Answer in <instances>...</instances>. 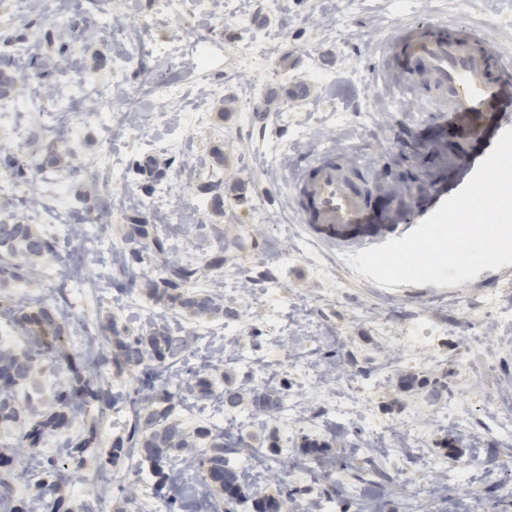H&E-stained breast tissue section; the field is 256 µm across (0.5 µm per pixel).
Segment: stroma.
<instances>
[{
    "label": "stroma",
    "instance_id": "35a3bbf8",
    "mask_svg": "<svg viewBox=\"0 0 512 512\" xmlns=\"http://www.w3.org/2000/svg\"><path fill=\"white\" fill-rule=\"evenodd\" d=\"M57 8L49 0L43 10L18 18L16 27L27 40L22 58L60 55L65 64L42 80L22 78L0 100L27 114L22 131L0 126V140L20 154L38 155L53 134L28 109L33 92L65 90L73 75L82 74L91 94L108 101L107 120L80 123L79 137L68 147V167L44 169L38 180L60 185L75 208L85 193L104 199L99 221L113 246L127 225L160 224L168 211L182 212V223L171 228L167 258H222V266L201 272L210 292L224 300V315L208 324L235 330L238 340L218 359L195 340L171 375L207 372L217 387L248 390L253 382L245 361L257 360L272 388L297 400L307 425L288 428L279 414H255L246 402L217 421L204 415L190 420L188 405L205 402L185 393L173 401V419L189 432L217 428L230 446L243 443L281 459L275 474L248 480L246 489H300L291 501L296 512H322L329 500L338 512H469L479 504L488 512H512V468L490 467L503 442L488 427L490 413L512 416V269H485L455 286L383 287L349 264L357 247L310 233L293 189L307 164L329 156L367 173L378 190L377 205L407 214L421 208L452 178V162L470 144L462 127L444 129L428 109L427 78L408 84L389 71L391 43L404 22L444 18L485 27L497 45L512 50V0H471L467 8L459 0H281L275 12L263 0L232 6L199 0L194 13L182 18L168 14L162 0H112L111 10L88 13V37L63 55L49 36ZM187 38L199 43L211 67L171 68L154 51L158 43ZM248 51L259 53L258 70L266 76L253 98L247 94L253 72L239 66ZM119 53L128 57V81L125 90L114 91L106 84L108 61ZM160 80L185 85L187 95L164 102L152 92ZM212 83L222 91L209 98L204 91ZM296 84L310 85L311 96L288 97ZM256 104L266 111L261 125L253 119ZM158 112L167 113L165 123L154 122ZM190 112L205 113V128L186 124ZM132 123L137 134L126 133L114 144L123 178L108 183L99 167L106 129ZM217 151L223 164L215 162ZM147 157L157 161V175L137 171ZM217 181L224 186L220 213L211 207L210 185ZM51 265L79 269L93 302L67 308V336L57 354L40 360L36 380L44 397H51L62 376L60 356L83 359L99 350V324L106 319L131 331L156 323L178 332L194 323L145 293L126 296L110 288L113 259L83 241L61 242ZM488 303L498 322L483 321ZM276 311L287 313L292 335L282 346L271 342ZM408 324L413 343H394ZM313 330L319 342L309 341ZM302 360L335 369L333 399L319 397L316 386L298 375ZM452 392L470 409L468 428L445 415ZM127 421L120 406H93L73 418L70 446L42 461L46 469L67 461L72 472L57 485L54 499L66 512H79L95 496L101 512H168L170 499L184 504V512H206L193 483L178 479L160 497L150 463L113 457ZM402 432L408 445L381 460L382 476H364V449L392 444ZM86 438L90 447H81ZM313 439L324 443L322 466L338 481L286 464V455H302L304 441ZM16 440V430L0 428V451L14 453L0 478L24 497L34 490L33 465L27 452L15 451ZM440 463L445 486L434 498L409 503L403 486L389 478L402 469L423 484Z\"/></svg>",
    "mask_w": 512,
    "mask_h": 512
}]
</instances>
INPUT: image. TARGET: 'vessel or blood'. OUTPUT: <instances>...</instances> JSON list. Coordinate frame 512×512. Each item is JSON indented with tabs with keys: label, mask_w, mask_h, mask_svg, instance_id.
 <instances>
[{
	"label": "vessel or blood",
	"mask_w": 512,
	"mask_h": 512,
	"mask_svg": "<svg viewBox=\"0 0 512 512\" xmlns=\"http://www.w3.org/2000/svg\"><path fill=\"white\" fill-rule=\"evenodd\" d=\"M434 25L441 35L426 36L420 24H404L399 43L410 67L429 76L437 112L445 122L466 127L477 148L462 156L455 182L427 201L429 214L465 186L501 134L506 113L512 112V53L492 42L483 28H462L442 19ZM295 195L301 222L323 239L346 243L355 230L370 237L378 222L393 221L389 215L378 218L372 209L367 175L330 158L307 165Z\"/></svg>",
	"instance_id": "b4317fda"
}]
</instances>
